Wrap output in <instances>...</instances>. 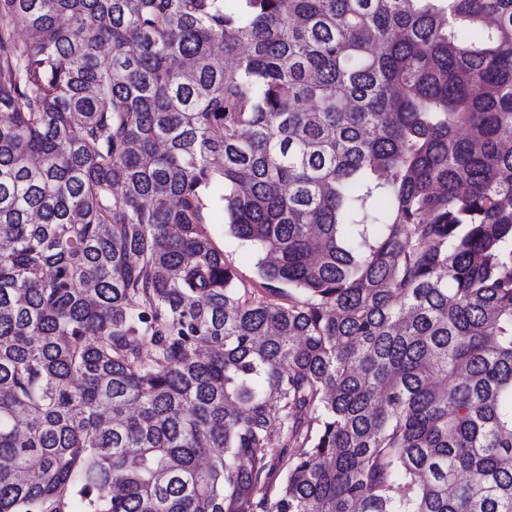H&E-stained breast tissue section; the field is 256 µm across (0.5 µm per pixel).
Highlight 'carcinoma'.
Here are the masks:
<instances>
[{"label": "carcinoma", "instance_id": "1", "mask_svg": "<svg viewBox=\"0 0 512 512\" xmlns=\"http://www.w3.org/2000/svg\"><path fill=\"white\" fill-rule=\"evenodd\" d=\"M236 2L0 0V512H512V0ZM211 224L204 227L217 249L224 253V261L235 270L237 276L249 287L256 288L258 294L266 296L267 293L261 287L263 282L258 275L257 262L259 254H256L247 243L236 239L230 232L228 224H225L224 213L215 209L209 216Z\"/></svg>", "mask_w": 512, "mask_h": 512}]
</instances>
